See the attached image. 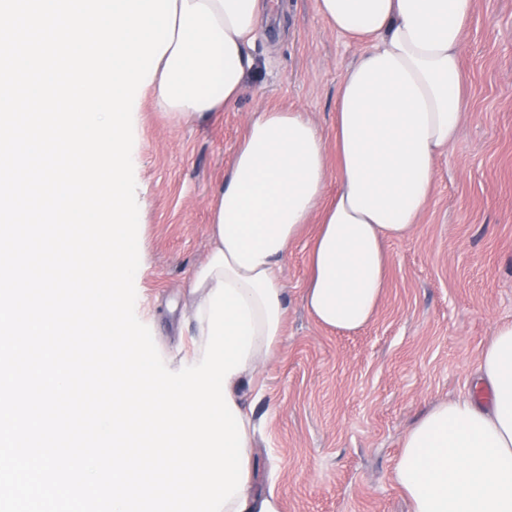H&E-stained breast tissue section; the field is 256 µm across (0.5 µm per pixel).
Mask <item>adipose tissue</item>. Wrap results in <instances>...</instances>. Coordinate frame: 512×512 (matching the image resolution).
<instances>
[{"instance_id":"obj_1","label":"adipose tissue","mask_w":512,"mask_h":512,"mask_svg":"<svg viewBox=\"0 0 512 512\" xmlns=\"http://www.w3.org/2000/svg\"><path fill=\"white\" fill-rule=\"evenodd\" d=\"M475 2L317 0L331 29L368 44L340 83L336 166L304 112L251 115L213 196L207 257L188 283L194 362L218 282L236 284L252 308L248 359L227 381L247 438L256 431L247 399L262 392L260 370L284 332L280 263L306 224H318L303 297L310 316L342 332L375 318L387 245L412 233L466 113L461 57ZM263 10L264 0H176L174 40L145 93L182 121L229 109L258 70L252 45ZM475 386L407 430L393 477L411 512H512V322L496 327Z\"/></svg>"}]
</instances>
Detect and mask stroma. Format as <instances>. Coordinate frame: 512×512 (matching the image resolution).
<instances>
[{
  "label": "stroma",
  "mask_w": 512,
  "mask_h": 512,
  "mask_svg": "<svg viewBox=\"0 0 512 512\" xmlns=\"http://www.w3.org/2000/svg\"><path fill=\"white\" fill-rule=\"evenodd\" d=\"M254 52L259 74L218 116L180 123L145 99L140 114L138 319L166 365L192 354L187 281L209 249L210 203L251 113L303 110L335 156L336 95L359 42L319 17L316 0H268ZM468 111L437 163L411 235L390 243L375 321L319 325L302 293L316 231L281 269L287 315L254 404L256 488L282 512H410L393 481L401 441L433 403L467 393L497 323L512 321V0H476L461 58Z\"/></svg>",
  "instance_id": "obj_1"
}]
</instances>
